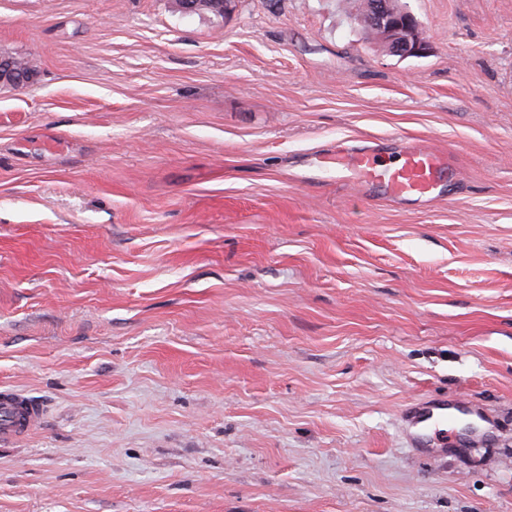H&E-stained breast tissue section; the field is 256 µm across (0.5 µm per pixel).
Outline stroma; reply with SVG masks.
<instances>
[{
    "label": "stroma",
    "instance_id": "obj_1",
    "mask_svg": "<svg viewBox=\"0 0 512 512\" xmlns=\"http://www.w3.org/2000/svg\"><path fill=\"white\" fill-rule=\"evenodd\" d=\"M401 2L0 0V512H512V0ZM408 140L435 201L316 166ZM365 22L369 31L378 33L389 54L411 57L427 50L413 16L409 12H395L388 0L368 1ZM21 414L15 420L14 414ZM0 443L24 436L40 425L46 415L45 407L24 393L4 388L0 390ZM405 416L409 447L430 452L444 448L448 433V401L412 404L406 409Z\"/></svg>",
    "mask_w": 512,
    "mask_h": 512
}]
</instances>
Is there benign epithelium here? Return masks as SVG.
Segmentation results:
<instances>
[{"instance_id":"obj_1","label":"benign epithelium","mask_w":512,"mask_h":512,"mask_svg":"<svg viewBox=\"0 0 512 512\" xmlns=\"http://www.w3.org/2000/svg\"><path fill=\"white\" fill-rule=\"evenodd\" d=\"M365 22L368 30L378 33L386 52L392 55L419 56L427 50L413 16L408 12H395L389 0H368Z\"/></svg>"}]
</instances>
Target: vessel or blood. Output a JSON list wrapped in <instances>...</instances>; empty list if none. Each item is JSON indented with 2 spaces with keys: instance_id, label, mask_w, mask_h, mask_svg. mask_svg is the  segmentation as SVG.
Returning <instances> with one entry per match:
<instances>
[{
  "instance_id": "b4317fda",
  "label": "vessel or blood",
  "mask_w": 512,
  "mask_h": 512,
  "mask_svg": "<svg viewBox=\"0 0 512 512\" xmlns=\"http://www.w3.org/2000/svg\"><path fill=\"white\" fill-rule=\"evenodd\" d=\"M326 168L335 170L340 182L353 183L359 189L375 188L394 200L430 201L438 189L453 180L458 169L453 159L430 146L408 143L391 163H381L374 150L339 152L325 157ZM46 415L42 404L24 393L0 390V443L24 436L40 425ZM407 418V442L410 447L430 452L444 448L448 426V404L430 401L410 405Z\"/></svg>"
}]
</instances>
